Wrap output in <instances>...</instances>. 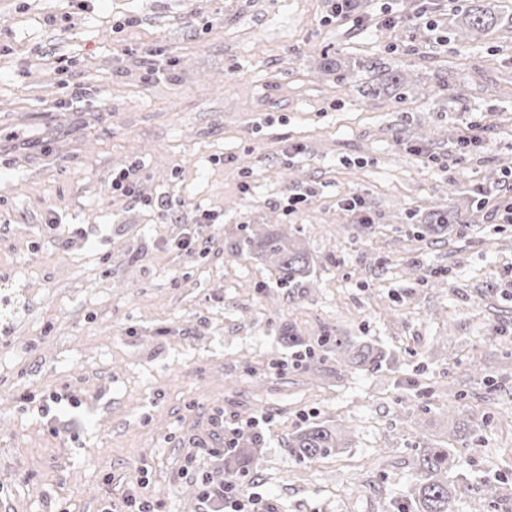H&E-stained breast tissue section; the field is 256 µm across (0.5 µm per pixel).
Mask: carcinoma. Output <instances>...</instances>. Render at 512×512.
Returning a JSON list of instances; mask_svg holds the SVG:
<instances>
[{"instance_id":"1","label":"carcinoma","mask_w":512,"mask_h":512,"mask_svg":"<svg viewBox=\"0 0 512 512\" xmlns=\"http://www.w3.org/2000/svg\"><path fill=\"white\" fill-rule=\"evenodd\" d=\"M485 0H475L462 15L463 24L458 32L466 37L489 29L505 26L512 20L509 5L501 3L494 9L484 6ZM433 223L421 227V236H447L458 223L459 214L452 209H439L431 213ZM239 250L257 251V255L278 273L281 286L297 288L308 281L313 273L308 253L299 241L284 232L268 233L257 239L247 238ZM317 345L325 352L336 355V363L344 367L372 370L382 366L385 352L374 342L352 341L330 331L317 337ZM261 444L259 433L252 430L239 433L237 447L224 453V472L245 477L250 465L256 463ZM344 447L341 428L330 424L313 423L298 430L289 440L288 448L300 460L314 461ZM459 463V449L447 447L422 448L417 480L408 491L406 503L400 512H450L455 496V484L448 479Z\"/></svg>"}]
</instances>
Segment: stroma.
Returning <instances> with one entry per match:
<instances>
[{"label": "stroma", "instance_id": "obj_1", "mask_svg": "<svg viewBox=\"0 0 512 512\" xmlns=\"http://www.w3.org/2000/svg\"><path fill=\"white\" fill-rule=\"evenodd\" d=\"M425 2L436 29L416 0H0V512H198L219 410L259 420L246 490L275 512H397L463 419L452 512H512V31L463 38L471 0ZM135 162L141 200L113 195ZM441 208L447 243L418 232ZM182 223L208 248L178 250ZM276 229L303 287L238 250ZM328 330L388 364L338 365ZM52 391L81 402L53 426ZM313 422L346 446L298 461ZM154 512L155 503L137 494H130L122 500L121 506L112 501L105 503L102 512Z\"/></svg>", "mask_w": 512, "mask_h": 512}]
</instances>
